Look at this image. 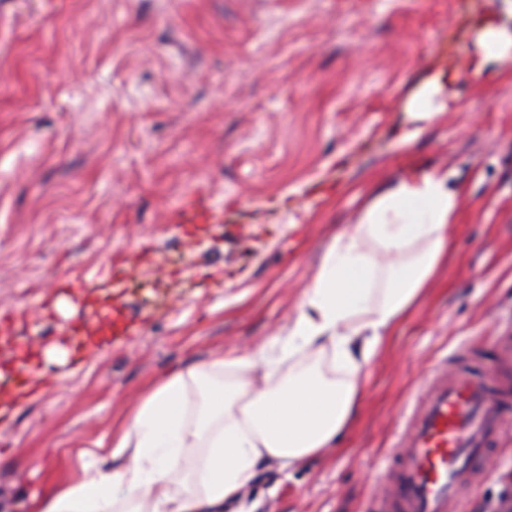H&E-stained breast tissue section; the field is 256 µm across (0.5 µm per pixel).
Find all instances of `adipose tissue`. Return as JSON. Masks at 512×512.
Listing matches in <instances>:
<instances>
[{
  "mask_svg": "<svg viewBox=\"0 0 512 512\" xmlns=\"http://www.w3.org/2000/svg\"><path fill=\"white\" fill-rule=\"evenodd\" d=\"M476 45L475 74L506 78L490 64L512 52V37L488 25ZM460 195L436 169L376 194L334 237L295 316L265 348L169 374L113 433L118 466L59 487L35 512H222L258 465L287 469L332 448L356 414L362 370L431 287Z\"/></svg>",
  "mask_w": 512,
  "mask_h": 512,
  "instance_id": "1",
  "label": "adipose tissue"
}]
</instances>
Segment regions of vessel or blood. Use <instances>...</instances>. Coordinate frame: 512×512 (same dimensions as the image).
I'll use <instances>...</instances> for the list:
<instances>
[{
	"instance_id": "b4317fda",
	"label": "vessel or blood",
	"mask_w": 512,
	"mask_h": 512,
	"mask_svg": "<svg viewBox=\"0 0 512 512\" xmlns=\"http://www.w3.org/2000/svg\"><path fill=\"white\" fill-rule=\"evenodd\" d=\"M499 367L443 362L423 377L368 512H456L501 432Z\"/></svg>"
}]
</instances>
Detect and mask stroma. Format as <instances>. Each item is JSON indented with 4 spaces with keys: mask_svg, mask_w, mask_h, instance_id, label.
Returning <instances> with one entry per match:
<instances>
[{
    "mask_svg": "<svg viewBox=\"0 0 512 512\" xmlns=\"http://www.w3.org/2000/svg\"><path fill=\"white\" fill-rule=\"evenodd\" d=\"M489 21L512 31V0H0V405L20 363L40 376L0 414V512L110 456L171 372L266 344L363 206L437 168L463 188L448 262L364 369L354 427L224 503L364 512L431 365H496L512 332V79L466 68ZM450 67L456 107L414 126ZM73 324L77 360L46 362ZM492 459L468 512H512V402Z\"/></svg>",
    "mask_w": 512,
    "mask_h": 512,
    "instance_id": "1",
    "label": "stroma"
}]
</instances>
